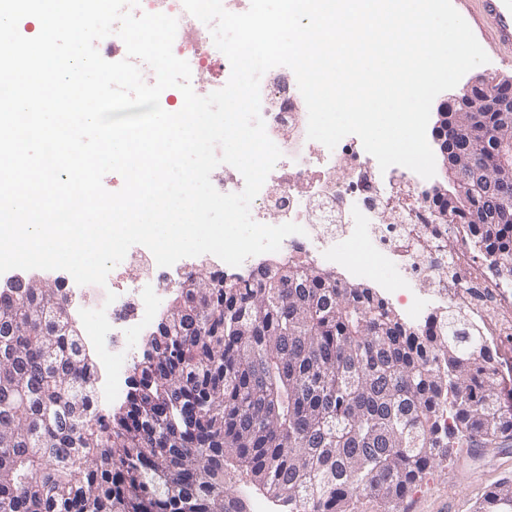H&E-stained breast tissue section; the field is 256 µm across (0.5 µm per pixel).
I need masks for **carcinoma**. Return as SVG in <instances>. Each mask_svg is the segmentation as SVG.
Returning <instances> with one entry per match:
<instances>
[{
    "mask_svg": "<svg viewBox=\"0 0 512 512\" xmlns=\"http://www.w3.org/2000/svg\"><path fill=\"white\" fill-rule=\"evenodd\" d=\"M490 264L512 220L473 224ZM280 278L194 273L146 337L124 403L90 410L61 288L0 287V512H245L244 467L288 512H393L454 445L512 430L480 331L445 307L407 325L373 289L307 262ZM479 512H512V482Z\"/></svg>",
    "mask_w": 512,
    "mask_h": 512,
    "instance_id": "1",
    "label": "carcinoma"
}]
</instances>
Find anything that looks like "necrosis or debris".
Wrapping results in <instances>:
<instances>
[{
  "instance_id": "1",
  "label": "necrosis or debris",
  "mask_w": 512,
  "mask_h": 512,
  "mask_svg": "<svg viewBox=\"0 0 512 512\" xmlns=\"http://www.w3.org/2000/svg\"><path fill=\"white\" fill-rule=\"evenodd\" d=\"M140 11L164 13L177 19L180 34L174 40L176 56L193 55L191 85L196 94H210L216 82L210 51L209 26L187 13L182 0H140ZM261 115L269 138L283 156L268 175L251 204V216L260 223L294 222L303 234L288 236L280 256L311 263L339 264L344 277L369 279L373 273L361 261L349 259L336 247L344 242L361 247L383 263L400 267L399 284L379 281L389 298L402 301L407 314L423 322L431 311L449 305L477 325L483 336L512 339V300L504 297L499 283L489 280L483 267L466 255H449L448 224L441 222L426 200V179L395 165L380 170L376 159L358 143L339 142L335 149L307 137V108L295 75L270 69L260 81ZM347 159L344 177H337L336 157ZM126 264L139 271L134 284H122L120 276L105 286H65L72 321L83 309L105 308L112 326L106 346L124 353L121 378H128L135 359L126 347L125 329L144 315L141 292L152 286L165 296L181 275L169 269L157 272L152 253L133 251ZM115 293L107 302V293Z\"/></svg>"
}]
</instances>
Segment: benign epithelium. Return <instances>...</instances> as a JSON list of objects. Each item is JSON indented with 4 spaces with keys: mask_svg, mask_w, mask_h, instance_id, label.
<instances>
[{
    "mask_svg": "<svg viewBox=\"0 0 512 512\" xmlns=\"http://www.w3.org/2000/svg\"><path fill=\"white\" fill-rule=\"evenodd\" d=\"M491 117L498 119L495 130L492 156L486 165L477 170L469 167V157L454 147V133L463 128L469 133L471 142L484 140L485 123ZM438 144L443 164L449 174L453 190L433 189V195L449 202L444 209L448 223L456 221L452 208L462 210L472 224H491L512 216V78L478 76L473 78L458 94L439 106V121L432 130ZM498 187L493 199V211L473 201L460 184L468 178ZM53 285L54 281L43 277L17 275L9 283L11 288H31L36 284Z\"/></svg>",
    "mask_w": 512,
    "mask_h": 512,
    "instance_id": "7a95c632",
    "label": "benign epithelium"
}]
</instances>
